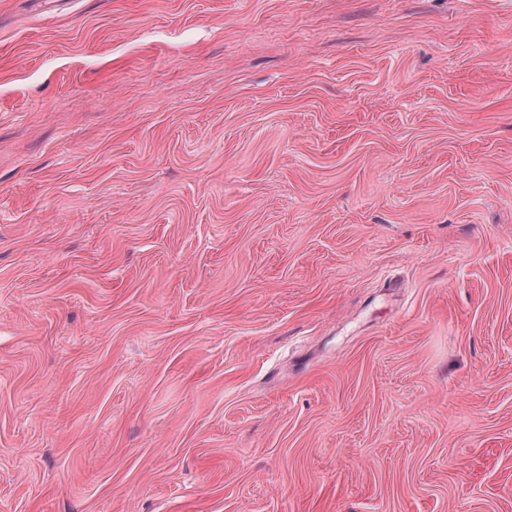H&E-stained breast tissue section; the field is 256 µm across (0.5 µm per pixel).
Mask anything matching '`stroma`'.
<instances>
[{"label": "stroma", "instance_id": "obj_1", "mask_svg": "<svg viewBox=\"0 0 512 512\" xmlns=\"http://www.w3.org/2000/svg\"><path fill=\"white\" fill-rule=\"evenodd\" d=\"M0 512H512V0H0Z\"/></svg>", "mask_w": 512, "mask_h": 512}]
</instances>
